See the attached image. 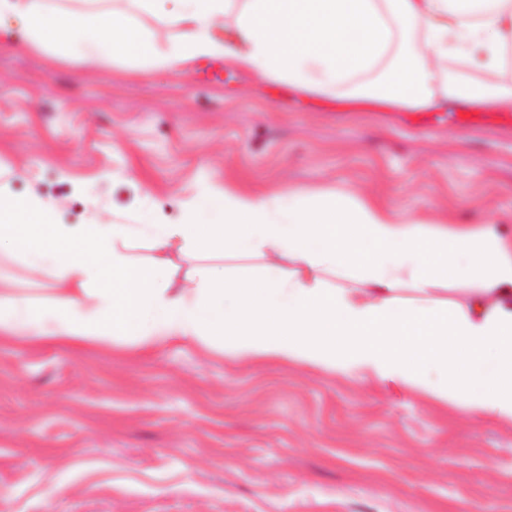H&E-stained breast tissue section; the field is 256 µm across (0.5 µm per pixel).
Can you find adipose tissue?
Returning <instances> with one entry per match:
<instances>
[{"instance_id": "adipose-tissue-1", "label": "adipose tissue", "mask_w": 512, "mask_h": 512, "mask_svg": "<svg viewBox=\"0 0 512 512\" xmlns=\"http://www.w3.org/2000/svg\"><path fill=\"white\" fill-rule=\"evenodd\" d=\"M0 0L30 52L142 69L220 56L301 93L396 112L458 106L512 112V85L465 78L449 60L492 73L512 45V0ZM149 17L176 28L160 43ZM231 18L234 44L216 30ZM190 257L174 287L169 252ZM285 255L269 273L255 259ZM237 260L224 264L225 257ZM50 274L55 293L0 289V335L72 348L151 351L175 342L221 356L362 371L397 389L512 423V238L494 221L467 227L401 219L371 197L288 186L255 194L201 180L179 224H61L36 197L0 189V262ZM472 287L467 305L431 301ZM406 288L415 304L397 298Z\"/></svg>"}]
</instances>
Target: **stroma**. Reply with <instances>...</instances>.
Listing matches in <instances>:
<instances>
[{
  "label": "stroma",
  "instance_id": "stroma-1",
  "mask_svg": "<svg viewBox=\"0 0 512 512\" xmlns=\"http://www.w3.org/2000/svg\"><path fill=\"white\" fill-rule=\"evenodd\" d=\"M382 200L512 236V131L417 130L199 65L86 68L0 30V184L65 224L150 207L181 223L201 179ZM0 512H512V423L373 378L208 354L0 335Z\"/></svg>",
  "mask_w": 512,
  "mask_h": 512
}]
</instances>
